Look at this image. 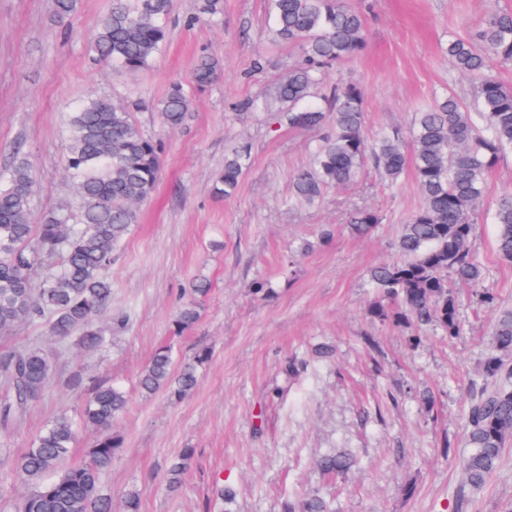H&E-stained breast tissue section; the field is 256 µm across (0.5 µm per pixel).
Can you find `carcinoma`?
I'll list each match as a JSON object with an SVG mask.
<instances>
[{"instance_id": "cac0c4a2", "label": "carcinoma", "mask_w": 512, "mask_h": 512, "mask_svg": "<svg viewBox=\"0 0 512 512\" xmlns=\"http://www.w3.org/2000/svg\"><path fill=\"white\" fill-rule=\"evenodd\" d=\"M173 0H113L91 36L95 60L126 73L146 69L168 41L165 19ZM77 0H53V17L64 24L75 13ZM277 38L298 49L296 61L251 106L276 109L290 128L319 132L310 164L292 176V193L302 204L320 200L326 189L353 183L366 161L395 181L413 164L423 196L422 205L403 226L396 249L400 258L371 274L378 298L370 318L411 329V341L425 338L433 326L452 339L462 332L457 301L448 280L477 287L482 269L471 249L474 220L487 192L486 174L500 155L512 149V88L486 74L490 60L512 65V11L490 13L465 37L448 38V57L455 69L476 80L467 105L449 94L422 107L415 115L412 155L402 136L389 131L370 141L365 136L364 91L356 82L327 86L328 69L362 52L367 45L363 14L346 0H271ZM220 69L217 58L202 53L192 81L198 88L213 84ZM192 96L174 83L160 103L162 123L182 126ZM66 163L74 180L76 204L52 209L40 224L30 222L35 181L27 163L8 169L0 184V334L20 324L48 321L52 335L79 336L87 348L100 347L106 336L93 327L112 302V283L104 276L133 224L138 205L155 191L160 178V144L146 135L134 119V106L115 105L99 98L82 101L68 116ZM245 146L224 158L216 193L232 195L247 168ZM496 251L512 264V193L496 201ZM381 222L379 213L360 208L350 217L351 229L370 233ZM56 266L43 287L33 292V279ZM199 318L194 301L182 305L175 320L181 332ZM197 362L183 365L171 348L155 351L138 375V387L152 394L167 390L182 397L197 385ZM6 394L0 397V434H6L25 414L51 380V365L39 347H26L0 358ZM126 393L99 385L82 411L86 427L102 435L86 459L65 461L78 438L72 420L56 417L11 460L15 479L28 486L20 512H112V496L104 492L103 475L122 448L113 431L126 412ZM512 440V310L496 315L490 350L466 413L467 454L460 461L464 485L479 489L497 470L503 449ZM192 449H184L172 465L170 483L181 482ZM354 464L348 453L322 456L318 468L340 474ZM288 512H331L317 494Z\"/></svg>"}]
</instances>
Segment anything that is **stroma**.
Returning <instances> with one entry per match:
<instances>
[{"label":"stroma","mask_w":512,"mask_h":512,"mask_svg":"<svg viewBox=\"0 0 512 512\" xmlns=\"http://www.w3.org/2000/svg\"><path fill=\"white\" fill-rule=\"evenodd\" d=\"M366 18L367 47L338 62L336 79L365 92L367 137L409 133L418 108L446 92L469 101L472 86L448 58V35L473 31L512 0H348ZM53 0H0V171L28 160L36 179L32 223L75 200L65 171L67 112L80 101L141 102L134 117L161 141L163 168L154 194L105 275L112 306L96 320L106 346L83 348L77 337L51 336L47 322L0 335V355L36 346L52 364L49 386L32 401L0 452L29 448L60 414L78 419L98 384L124 390L129 410L119 423L123 447L104 477L114 503L129 490L140 512H284L288 499L317 493L335 512H455L463 482L465 415L492 334L494 315L474 288L453 284L463 322L450 340L429 332L412 344L408 330L371 322V272L397 259L396 241L422 196L413 169L388 182L374 167L314 205L291 203L290 176L306 166L316 132L296 130L272 112L247 109L296 55L272 40L269 0H221L209 21L197 0H174L169 41L150 66L127 74L90 59L88 36L112 0H77L69 28L53 19ZM221 62L218 79L193 92L192 109L176 130L158 106L171 83H189L201 52ZM251 157L237 192L214 189L232 149ZM472 250L482 286L512 310V265L499 260L495 202L512 193V152L488 176ZM369 207L381 222L352 232L351 212ZM297 260L283 273L289 255ZM210 283L200 318L174 330L181 290ZM270 288V297L256 295ZM172 346L177 362L207 360L198 384L176 399L140 391L137 377L154 351ZM293 356L307 368L288 376ZM434 397L424 408L420 390ZM193 455L178 487L169 469L182 449ZM347 451L358 463L330 479L321 456ZM231 486L224 503L218 490ZM467 512H512V442L490 480L469 491Z\"/></svg>","instance_id":"35a3bbf8"}]
</instances>
